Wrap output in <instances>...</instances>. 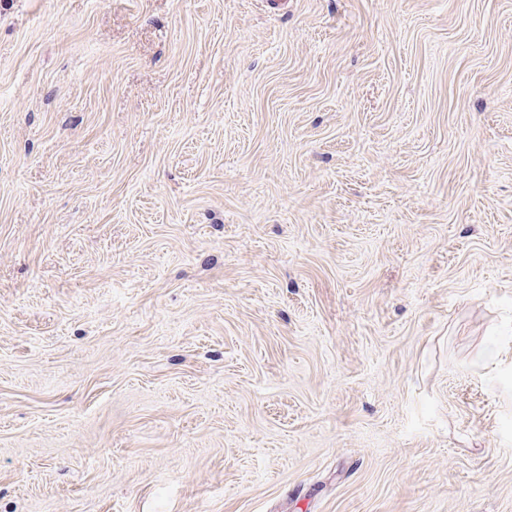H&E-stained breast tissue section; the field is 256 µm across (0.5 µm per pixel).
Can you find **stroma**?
<instances>
[{
    "instance_id": "1",
    "label": "stroma",
    "mask_w": 512,
    "mask_h": 512,
    "mask_svg": "<svg viewBox=\"0 0 512 512\" xmlns=\"http://www.w3.org/2000/svg\"><path fill=\"white\" fill-rule=\"evenodd\" d=\"M0 512H512V0H0Z\"/></svg>"
}]
</instances>
